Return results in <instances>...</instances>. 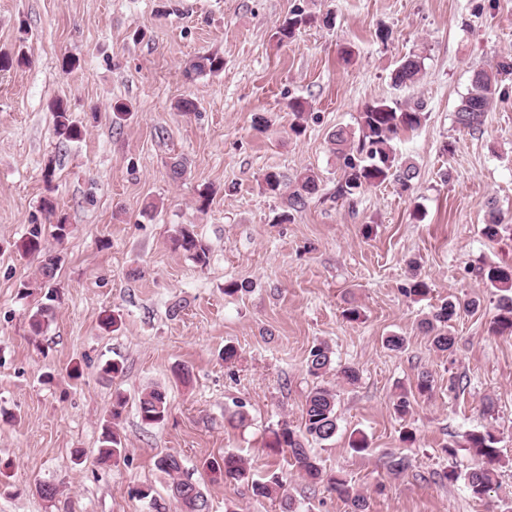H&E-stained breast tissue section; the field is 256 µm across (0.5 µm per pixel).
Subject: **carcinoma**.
<instances>
[{"instance_id": "1", "label": "carcinoma", "mask_w": 512, "mask_h": 512, "mask_svg": "<svg viewBox=\"0 0 512 512\" xmlns=\"http://www.w3.org/2000/svg\"><path fill=\"white\" fill-rule=\"evenodd\" d=\"M310 23V18L302 13H294L280 25V41L292 39L296 32ZM224 61L213 54L202 55L192 61L186 73L214 74L221 71ZM423 70L422 57L412 54L404 58L392 73L395 85L413 84L420 78ZM512 76V56H501L495 63L473 70L470 87L455 110V122L472 132L481 130L486 112L500 96L501 83ZM425 119L423 103L418 102L406 109L396 103L376 101L364 107L359 113L357 129L338 127L329 135L334 153L342 160L343 176L336 187V197L354 199L365 188L386 182L397 184L402 190L409 191L419 172L412 162H402L397 157L394 141L404 132L418 129ZM54 132L60 142L78 141L83 136V127L72 117L63 101L53 104ZM266 191L286 199L288 212L284 220H290L291 212L305 208L308 201L320 191L321 178L318 173L307 169L288 179L276 171H269L263 176ZM489 219L484 227V234L489 239L498 236L501 217L492 202H487ZM174 249L187 254L195 263L204 266L209 261L208 246L197 237L194 230L187 225L180 226L171 237ZM25 253L41 255L40 273L43 281L39 287L44 288L48 280L54 278L59 257L47 248L41 225L34 224L28 235L20 244ZM477 276L487 285L503 292L499 299L498 313L492 321V330L496 333L512 334V267L489 265L477 269ZM46 303L31 316V329L34 333L42 332L55 314L56 295L50 289L45 294ZM476 307L474 300H449L443 303L431 317L421 323L424 331L432 336L434 347L442 352H451L455 346V337L448 329V324L456 317ZM332 352L319 344L312 347L307 359L308 371L313 376H320L330 369ZM170 404L167 392L154 387L141 394L138 410L141 420L149 426L163 423L168 416ZM338 429L336 413V394L326 388L317 386L309 393L304 415L303 431L298 432L282 422L272 430L274 440L272 448H286L305 478L313 483H322L327 491L336 494L350 506V512H367L368 504L364 495L356 492L348 482L336 475L326 474L316 457L312 456L304 441L327 442L333 439ZM469 447L481 462L475 464L465 473V480L477 498L483 497L496 483L497 474L492 463L497 460L496 438L486 431L473 432L468 436ZM126 448L122 440L110 427H105L100 460L118 462L125 455ZM156 466L171 478L169 497L175 502L178 512H209L207 497L201 491L195 472L186 468L182 459L175 454L164 455L156 461ZM202 469L213 481H235L251 484L255 494L270 497L283 489V483L273 476L266 481L253 479L244 459L236 454L226 453L220 459L204 461ZM137 497L148 501L151 512H170V505L165 499L155 495L150 486H141L134 490Z\"/></svg>"}]
</instances>
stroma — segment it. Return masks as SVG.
<instances>
[{
	"label": "stroma",
	"mask_w": 512,
	"mask_h": 512,
	"mask_svg": "<svg viewBox=\"0 0 512 512\" xmlns=\"http://www.w3.org/2000/svg\"><path fill=\"white\" fill-rule=\"evenodd\" d=\"M296 10L316 23L278 41ZM382 28L388 41L376 37ZM17 50L27 63L0 71V463L10 466L0 512H150L132 490L167 495L159 456L198 468L227 452L257 479L282 476L297 512H349L268 447L278 422L302 428L317 385L335 391L339 428L309 451L366 496L367 512H512V335L491 332L499 294L476 275L485 263L512 266V79L480 131L454 121L473 70L512 55V0H0V53ZM209 53L223 57V70L187 76ZM412 53L424 58L420 81L394 85ZM67 56L76 61L68 72ZM185 98L195 111L178 109ZM58 99L83 124L81 140L55 136ZM297 100L307 110L298 135ZM380 100L423 103L422 125L396 145L419 177L409 192L387 182L339 199L329 134L356 127ZM117 101L132 109L119 127L109 112ZM258 115L266 131L254 129ZM176 158L185 173L174 180ZM309 168L319 194L280 222L284 200L265 191L264 173ZM47 196L70 233L46 239L62 258L51 284L58 301L36 336L40 259L18 245L31 225L47 224ZM491 203L502 219L493 240L483 234ZM184 224L209 245L207 266L172 249ZM417 277L428 295L407 294ZM231 281L243 290L225 293ZM451 297L477 306L452 322L446 353L420 323ZM349 307L358 320L344 317ZM109 313L117 323L108 330ZM394 335L404 348L386 346ZM320 342L333 363L317 378L307 357ZM228 344L238 351L231 363ZM110 360L122 367L112 379L100 371ZM182 365L192 371L186 383L175 375ZM346 366L358 369L357 383L341 379ZM424 373L432 387L422 394ZM154 386L166 389L170 413L148 426L138 398ZM118 393L126 406L114 429L126 459L103 464ZM404 394L402 416L393 403ZM239 403L248 420L234 428L226 418ZM486 430L498 440V484L478 499L463 478L473 463L466 436ZM360 433L368 447L358 453ZM399 456L408 470L389 469ZM44 484L54 498L39 494ZM200 484L210 512H281L278 498L247 485Z\"/></svg>",
	"instance_id": "stroma-1"
}]
</instances>
